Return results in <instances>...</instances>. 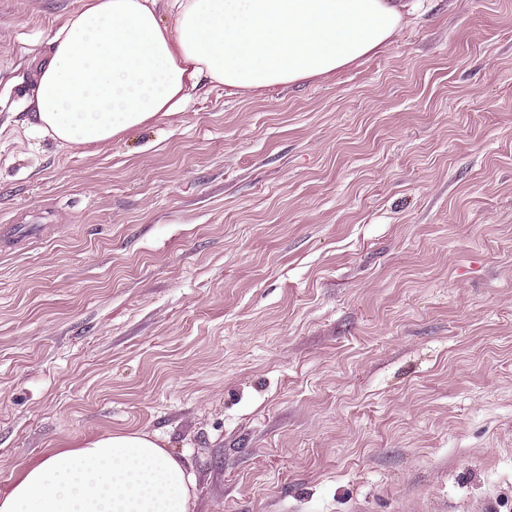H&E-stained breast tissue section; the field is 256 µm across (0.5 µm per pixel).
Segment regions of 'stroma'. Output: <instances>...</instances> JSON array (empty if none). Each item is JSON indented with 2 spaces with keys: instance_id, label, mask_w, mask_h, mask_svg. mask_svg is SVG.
<instances>
[{
  "instance_id": "obj_1",
  "label": "stroma",
  "mask_w": 512,
  "mask_h": 512,
  "mask_svg": "<svg viewBox=\"0 0 512 512\" xmlns=\"http://www.w3.org/2000/svg\"><path fill=\"white\" fill-rule=\"evenodd\" d=\"M81 0H0V492L158 434L192 512H512V0L94 153L32 137Z\"/></svg>"
}]
</instances>
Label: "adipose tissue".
<instances>
[{"instance_id":"ef3b65f1","label":"adipose tissue","mask_w":512,"mask_h":512,"mask_svg":"<svg viewBox=\"0 0 512 512\" xmlns=\"http://www.w3.org/2000/svg\"><path fill=\"white\" fill-rule=\"evenodd\" d=\"M84 0L54 32L31 129L83 151L231 93L327 75L382 46L423 0ZM195 477L164 440L114 432L26 466L0 512H192Z\"/></svg>"}]
</instances>
